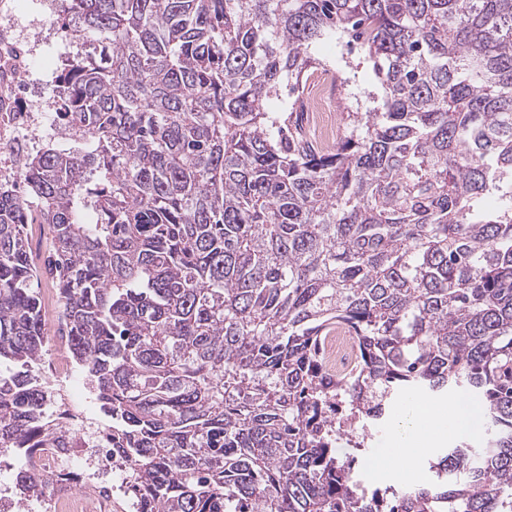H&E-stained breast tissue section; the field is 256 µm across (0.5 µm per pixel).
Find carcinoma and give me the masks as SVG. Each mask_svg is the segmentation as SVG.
Returning <instances> with one entry per match:
<instances>
[{
  "instance_id": "1",
  "label": "carcinoma",
  "mask_w": 512,
  "mask_h": 512,
  "mask_svg": "<svg viewBox=\"0 0 512 512\" xmlns=\"http://www.w3.org/2000/svg\"><path fill=\"white\" fill-rule=\"evenodd\" d=\"M93 51L53 100L70 146L0 182V449L17 495L42 407L48 271L134 512H512V0H64ZM381 94L314 143L298 94L329 35ZM51 232L47 268L28 225ZM356 359L319 353L336 328ZM475 394L487 448L367 493L391 402Z\"/></svg>"
}]
</instances>
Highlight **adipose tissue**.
Listing matches in <instances>:
<instances>
[{
	"mask_svg": "<svg viewBox=\"0 0 512 512\" xmlns=\"http://www.w3.org/2000/svg\"><path fill=\"white\" fill-rule=\"evenodd\" d=\"M448 406L450 412L444 415L432 412L424 400L408 405L404 421L396 426L391 437L394 452L388 457L389 474L411 471L415 449L434 447L437 441L447 438L449 430L471 434L476 422L475 407L461 397L449 399Z\"/></svg>",
	"mask_w": 512,
	"mask_h": 512,
	"instance_id": "adipose-tissue-1",
	"label": "adipose tissue"
}]
</instances>
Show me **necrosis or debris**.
Returning a JSON list of instances; mask_svg holds the SVG:
<instances>
[{
  "instance_id": "obj_1",
  "label": "necrosis or debris",
  "mask_w": 512,
  "mask_h": 512,
  "mask_svg": "<svg viewBox=\"0 0 512 512\" xmlns=\"http://www.w3.org/2000/svg\"><path fill=\"white\" fill-rule=\"evenodd\" d=\"M34 51L29 42L17 38L10 24H0V149L26 154L31 143L40 138H63L64 126H42L38 113L20 108L17 99L31 76ZM336 74L327 73L311 90L304 109L309 114V131L322 146H331L337 132L330 121L335 106ZM41 375L58 393L46 407L52 422L74 435L72 448H40L32 463L42 471L57 495L50 502L51 512H96L98 503L112 496V485L123 473L104 452L105 429L83 408L89 383L78 377L66 339H57L50 362Z\"/></svg>"
}]
</instances>
